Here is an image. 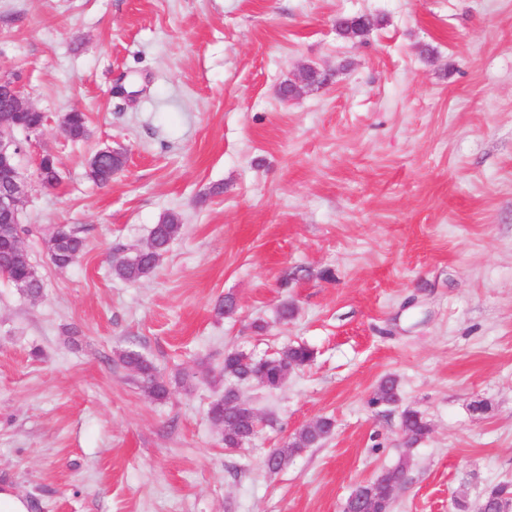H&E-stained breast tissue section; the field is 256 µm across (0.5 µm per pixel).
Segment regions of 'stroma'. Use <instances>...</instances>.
<instances>
[{"instance_id": "stroma-1", "label": "stroma", "mask_w": 512, "mask_h": 512, "mask_svg": "<svg viewBox=\"0 0 512 512\" xmlns=\"http://www.w3.org/2000/svg\"><path fill=\"white\" fill-rule=\"evenodd\" d=\"M361 15L364 36L337 33ZM309 64L330 82L283 100ZM1 70L49 118L23 168L49 152L61 177L21 214L41 298L0 279V485L30 512H343L406 454L393 512L512 484V0H0ZM76 108L83 140L61 123ZM106 146L127 162L101 187ZM173 212L154 272L113 279V251ZM54 224L87 242L65 269ZM297 343L314 362L240 385L261 431L225 448L208 417L225 351ZM128 349L166 400L117 366ZM388 374L399 403L370 406ZM407 410L430 426L410 449ZM321 417L323 444L265 469ZM118 362L137 375L142 391L151 399L162 401L169 395V386L157 368L138 351L127 350L118 357Z\"/></svg>"}]
</instances>
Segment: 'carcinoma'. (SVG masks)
Instances as JSON below:
<instances>
[{
    "instance_id": "1",
    "label": "carcinoma",
    "mask_w": 512,
    "mask_h": 512,
    "mask_svg": "<svg viewBox=\"0 0 512 512\" xmlns=\"http://www.w3.org/2000/svg\"><path fill=\"white\" fill-rule=\"evenodd\" d=\"M365 20L361 17L340 19L336 22L338 34L356 38L360 36ZM63 123L70 128L74 139L88 136V116L81 110H74L63 117ZM182 224L175 213L165 215L162 220L151 229L148 243L141 250L129 253L117 252L110 260L112 277L135 283L147 277L158 266L171 244L180 235ZM33 229L16 225L11 229L10 239L0 237V276L7 279L12 285L25 283L28 286V297L35 300L40 297L44 288V281L37 269L30 263L27 252H18L14 248V239L18 236L30 235ZM51 261L59 269H65L76 263L84 253L86 241L81 229L66 224L63 228H54L44 237ZM315 352L303 344H293L283 347L271 357L257 358L244 352L232 351L224 355V378L226 386L224 393L214 399L209 407V417L212 423L223 428L224 447L228 449L241 448L249 441V434L256 432L259 425L257 421L242 418L230 401L236 397L237 385L251 382L257 378L262 379V386L274 390L280 387L282 379L280 372L290 366L297 370L309 365L314 359ZM118 362L137 375V382L142 391L151 399L162 401L169 395V386L160 376L157 368L142 354L134 350L122 352ZM400 397L398 380L387 375L383 377L370 398L373 406L388 405ZM405 435L408 437L407 445L412 446L421 441L429 433V425L410 410L404 411L401 421ZM333 422L329 418H320L313 425H306L295 433L279 451V460L275 466L265 465V468L274 472L281 470L288 464V460L306 448L323 443L331 434ZM410 470V458L404 456L397 464L378 473L369 480L375 495L379 498V512H391L393 502L386 501V482L396 474ZM509 493L508 485L500 484L484 489L481 499L486 504V512H496L500 501Z\"/></svg>"
}]
</instances>
